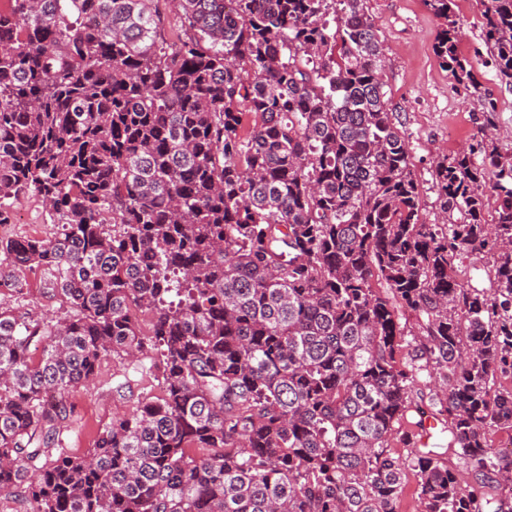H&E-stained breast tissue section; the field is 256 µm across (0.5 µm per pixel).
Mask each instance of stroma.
Here are the masks:
<instances>
[{
    "label": "stroma",
    "instance_id": "1",
    "mask_svg": "<svg viewBox=\"0 0 512 512\" xmlns=\"http://www.w3.org/2000/svg\"><path fill=\"white\" fill-rule=\"evenodd\" d=\"M384 47L383 79L389 107L410 146L412 168L419 184L421 218L428 224L440 217V200L432 177L436 154L456 155L466 149L480 126L490 124L503 156L512 155V82L486 66L490 49L484 37L480 0H455L459 22L458 52L469 60L482 95L456 83L434 52L440 21L425 0H367ZM23 221L0 224V238L47 237L55 230L53 213L41 198L21 200ZM30 289L23 298L0 295V303L19 311L51 312L62 317L67 307L51 299L46 276L28 273ZM151 358L134 363L104 359L94 377L69 395L73 407L65 434V450L81 456L93 448L100 430L113 415L132 411L144 392L157 388L149 374Z\"/></svg>",
    "mask_w": 512,
    "mask_h": 512
}]
</instances>
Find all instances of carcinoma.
Instances as JSON below:
<instances>
[{
  "instance_id": "carcinoma-1",
  "label": "carcinoma",
  "mask_w": 512,
  "mask_h": 512,
  "mask_svg": "<svg viewBox=\"0 0 512 512\" xmlns=\"http://www.w3.org/2000/svg\"><path fill=\"white\" fill-rule=\"evenodd\" d=\"M426 2L436 55L479 91L454 0ZM153 3L0 0V224L30 195L58 214L51 237L0 239V292L41 268L73 309L0 305V492L32 512H397L412 476L422 512H512V157L486 130L437 157L426 224L366 0H179L172 42ZM480 3L512 79V0ZM474 252L489 289L456 279ZM146 350L160 394L67 454L70 392Z\"/></svg>"
}]
</instances>
